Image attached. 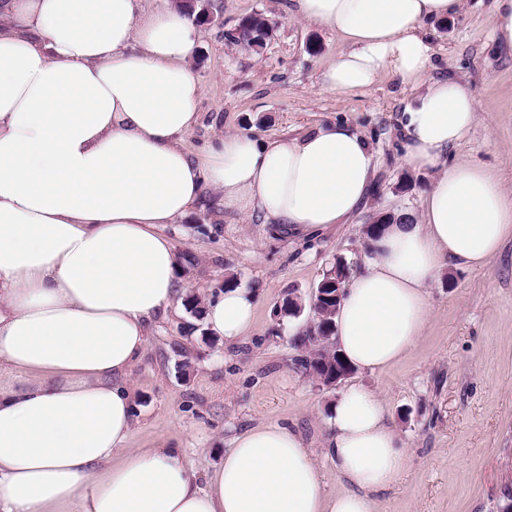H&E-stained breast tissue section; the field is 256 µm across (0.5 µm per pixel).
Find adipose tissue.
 I'll list each match as a JSON object with an SVG mask.
<instances>
[{
	"label": "adipose tissue",
	"mask_w": 512,
	"mask_h": 512,
	"mask_svg": "<svg viewBox=\"0 0 512 512\" xmlns=\"http://www.w3.org/2000/svg\"><path fill=\"white\" fill-rule=\"evenodd\" d=\"M461 0H291L346 48L322 82L343 94L385 76L418 93L404 112L405 163L438 176L420 219L390 225L344 287L334 341L355 369L403 361L428 325L431 283L450 264L482 268L512 237V198L481 163H449L476 123L469 87L428 77L427 21ZM198 32L182 8L140 0H0V364L30 374L0 389V512H379L407 471L388 402L352 384L328 408V492L315 453L278 424L236 437L198 481L172 448H134L128 385L149 326L177 301L178 253L164 229L204 187L243 213L301 232L365 203L373 153L347 125L260 142L184 145L202 86ZM256 298L229 288L207 307L227 343Z\"/></svg>",
	"instance_id": "1"
}]
</instances>
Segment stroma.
<instances>
[{
	"mask_svg": "<svg viewBox=\"0 0 512 512\" xmlns=\"http://www.w3.org/2000/svg\"><path fill=\"white\" fill-rule=\"evenodd\" d=\"M214 15L199 27L191 68L202 85L198 124L185 145L201 152L227 134L256 139L300 136L317 125L349 124L368 141L373 191L347 223L294 234L261 212L225 207L205 188L181 223L166 227L180 258L182 296L154 321L134 392L135 448L181 449L198 479L224 460L234 439L261 423L300 433L314 449L329 438L327 410L339 390L315 382L298 363L292 339L308 317H287L288 294L309 299L337 261L361 269L363 228L382 212L419 215L435 174L404 162L399 118L416 94L387 76L365 91L323 89L322 74L346 45L339 34L290 15L288 0H193ZM260 13L270 35L261 52L231 32ZM429 75L466 83L478 121L456 160L497 171L512 192V52L496 45L491 0H463L435 24ZM256 295L254 327L233 345L208 333L186 298L201 300L226 284ZM432 318L406 359L351 382L384 394L406 444L407 474L379 497L380 512H498L512 496V240L485 268L454 267L429 287Z\"/></svg>",
	"mask_w": 512,
	"mask_h": 512,
	"instance_id": "35a3bbf8",
	"label": "stroma"
}]
</instances>
